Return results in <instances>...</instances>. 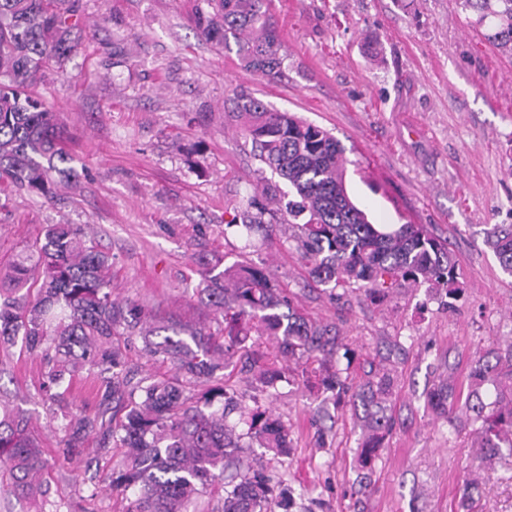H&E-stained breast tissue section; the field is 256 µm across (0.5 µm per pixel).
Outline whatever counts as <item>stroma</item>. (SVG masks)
Here are the masks:
<instances>
[{"mask_svg": "<svg viewBox=\"0 0 512 512\" xmlns=\"http://www.w3.org/2000/svg\"><path fill=\"white\" fill-rule=\"evenodd\" d=\"M194 0H77L88 32L64 71L35 91L57 112L77 176L52 200L0 184V270L46 225H86L112 257V291L153 320L218 330L198 290L201 271L236 262L266 269L294 307L335 326L351 382L368 365L394 377V420L367 487L357 482L362 438L351 407L316 423L315 399L282 385L255 396L232 374L242 405L260 401L290 431L291 452L264 456L292 489L293 512H465L463 481L478 462L473 427L447 422L427 394L452 378L471 386L474 357L512 341V277L485 243L490 224H512V59L483 37L459 0H270L288 54L276 79L240 68L234 54L199 40ZM246 90L334 135L345 149L350 195L377 224H425L447 239L460 294L452 307L426 287L369 300L329 293L309 276L285 224L245 237L232 219L259 196L270 171L226 123V101ZM40 357L0 352V389L29 418L66 512H122L105 489L125 451L95 442L64 459L58 415L94 409L85 380L66 402L38 393ZM482 512H512V465H494L473 491Z\"/></svg>", "mask_w": 512, "mask_h": 512, "instance_id": "35a3bbf8", "label": "stroma"}]
</instances>
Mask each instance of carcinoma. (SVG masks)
<instances>
[{
	"instance_id": "cac0c4a2",
	"label": "carcinoma",
	"mask_w": 512,
	"mask_h": 512,
	"mask_svg": "<svg viewBox=\"0 0 512 512\" xmlns=\"http://www.w3.org/2000/svg\"><path fill=\"white\" fill-rule=\"evenodd\" d=\"M486 28L484 38L512 58V0H461ZM197 33L210 43L235 51L240 66L262 77L283 73L285 55L268 11V0H198L193 17ZM82 28L72 8L55 0H0V182L46 198L69 176L70 155L63 147L56 114L29 94L40 71L60 68L78 45ZM227 116L240 122L254 157L271 174L288 182L296 200L288 202L280 223L296 228L297 249L310 263L320 285L384 296L400 282L454 297L458 273L447 243L423 224H401L385 231L368 220L348 194L343 148L336 137L289 112L270 109L244 90L229 99ZM266 208L247 203L241 223L250 231L268 228ZM486 243L502 272L512 276V225L495 224ZM111 258L81 224H48L43 237L8 269L0 271V347L41 356L40 392L64 399L80 372L92 380L93 411L64 418L67 455L81 452L94 438L99 449H126L118 469L102 482L134 487L125 512H196L198 499L217 496L212 512H290L291 493L276 492L262 468L240 471L252 442L275 455L289 453L288 427L256 407L228 422L232 403L226 370L235 364L261 390L291 383L301 366L306 385L332 392V405L362 408L364 440L359 452L369 472L393 422L387 415L394 380L379 369L356 386L335 366L341 346L336 328L316 325L281 296L260 267L234 263L218 274L206 270L207 295L222 329L213 333L175 319L148 323L132 301L112 297ZM142 339L149 357L169 362L173 373L128 377L132 337ZM254 336L277 339L279 355L253 348ZM475 381H490L495 399L474 390L461 396L448 379L427 394L433 412L449 418L464 401L477 428V458L512 449V343L480 358L471 369ZM207 384L201 393L187 389ZM249 438V443L242 442ZM48 462L21 410L0 404V495L36 505L35 512H62L65 493L50 499Z\"/></svg>"
}]
</instances>
